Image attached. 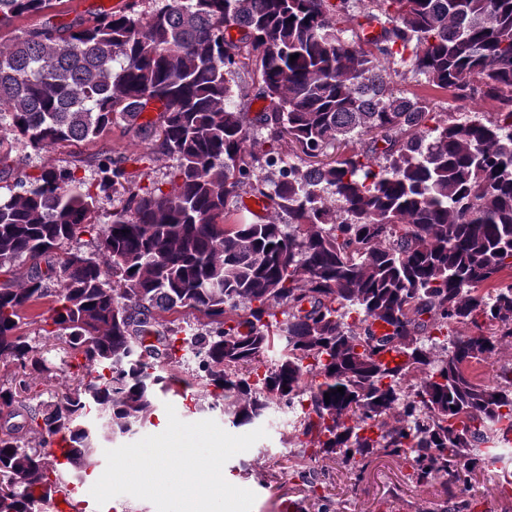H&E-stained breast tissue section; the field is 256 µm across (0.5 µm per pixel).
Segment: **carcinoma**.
<instances>
[{"label":"carcinoma","instance_id":"cac0c4a2","mask_svg":"<svg viewBox=\"0 0 512 512\" xmlns=\"http://www.w3.org/2000/svg\"><path fill=\"white\" fill-rule=\"evenodd\" d=\"M152 2L64 22L56 0H0V27L46 16L0 42V126L48 151L119 119L175 161L143 186L104 159L95 192L73 168L18 171L0 139V180L14 175L0 273L32 261L25 281H0V362L13 368L0 412L23 419L0 425V512H42L64 469L83 477L100 439L149 422L179 358L232 426L289 408L310 462L337 457L359 479L380 452L471 512L468 480L512 449V364L493 385L466 372L512 339V0ZM403 68L455 111L394 89ZM242 72L268 102L249 121L231 107ZM486 100L494 119L457 115ZM117 185L126 198L101 224ZM245 195L288 225L228 223ZM93 232L106 265L56 259ZM48 296L46 334L79 363L60 401L33 405L31 379L49 368L21 324ZM23 428L41 442L22 446Z\"/></svg>","mask_w":512,"mask_h":512}]
</instances>
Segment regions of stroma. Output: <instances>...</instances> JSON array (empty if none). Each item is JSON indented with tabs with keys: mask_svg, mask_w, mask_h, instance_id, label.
<instances>
[{
	"mask_svg": "<svg viewBox=\"0 0 512 512\" xmlns=\"http://www.w3.org/2000/svg\"><path fill=\"white\" fill-rule=\"evenodd\" d=\"M0 137L11 142L12 156L24 171L35 173L44 167L74 166L79 176L90 183L99 180L98 163L109 156L127 157L129 171L138 174L145 183L164 180L172 164L171 159L155 154L151 138L126 129L121 123L112 125L98 140L80 141L62 152H34L25 143L14 140L5 128H0ZM50 305V299L39 300L26 311L22 326L23 333L49 366L48 372L38 375L35 381V391L45 404L57 401L72 384L62 343L46 336L43 330ZM190 393L199 402V409L187 410L181 396H162V408L153 416L151 424L137 429L135 435L106 441V448L163 432L168 423L165 407L169 404L182 421L191 423L209 418L223 422L220 412L208 411L210 398L202 385L193 386ZM293 420L287 410L272 409L260 422L267 432L266 438L235 455L224 466V477L229 483L255 493L252 512H282L281 502L285 499L301 503V512H319L323 507L328 512H441L444 495L440 485L417 486L411 479L409 464L381 454L373 456L360 482L355 481L348 467L339 460H323L326 479L317 493H309L298 474L308 470L310 463L299 453ZM469 494L474 512H512V486H499L496 477L477 476Z\"/></svg>",
	"mask_w": 512,
	"mask_h": 512,
	"instance_id": "35a3bbf8",
	"label": "stroma"
}]
</instances>
